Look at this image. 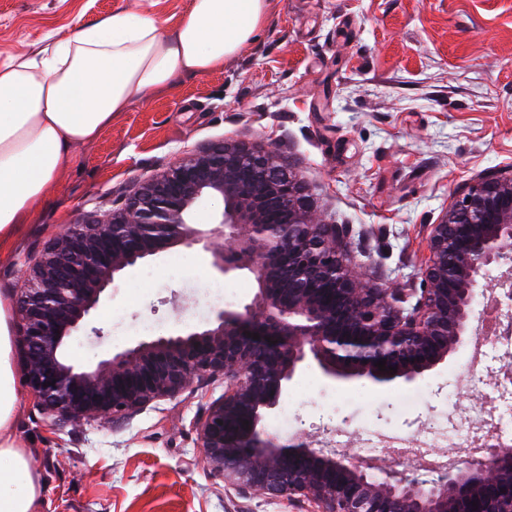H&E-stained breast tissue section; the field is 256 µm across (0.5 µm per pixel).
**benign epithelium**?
Returning <instances> with one entry per match:
<instances>
[{
  "label": "benign epithelium",
  "mask_w": 512,
  "mask_h": 512,
  "mask_svg": "<svg viewBox=\"0 0 512 512\" xmlns=\"http://www.w3.org/2000/svg\"><path fill=\"white\" fill-rule=\"evenodd\" d=\"M215 197L224 202L219 222L195 226L198 206ZM348 233L312 209L274 149L220 140L187 152L137 183L121 207L60 225L23 270L15 324L27 386L56 421L81 426L120 423L221 375L224 394L198 433L207 469L240 495L302 500L312 512H512L511 448L428 484L392 470L376 478L349 454L285 446L264 428L308 361L334 380L410 384L467 342L483 281L512 262V168L482 176L430 225L417 288L370 284ZM197 245L222 275L253 276L250 303L93 366L67 360L79 331L105 336L87 317L116 278L163 250ZM382 359L386 371L375 366Z\"/></svg>",
  "instance_id": "obj_1"
}]
</instances>
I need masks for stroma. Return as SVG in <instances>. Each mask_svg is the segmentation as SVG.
<instances>
[{
  "label": "stroma",
  "mask_w": 512,
  "mask_h": 512,
  "mask_svg": "<svg viewBox=\"0 0 512 512\" xmlns=\"http://www.w3.org/2000/svg\"><path fill=\"white\" fill-rule=\"evenodd\" d=\"M131 0H0V62L49 35L126 9ZM278 149L317 212L350 225L351 250L380 287L411 285L429 227L485 173L512 167V0H273L257 39L223 70L177 80L76 147L8 255L0 288L20 295L21 265L58 225L111 210L129 185L218 139ZM182 272L164 251L126 272L93 321L103 341L71 337L65 354L95 364L180 321L249 303L247 272L220 276L194 248ZM220 280L226 302L204 287ZM469 349L416 383L331 380L304 369L270 421L281 443L310 446L339 427L362 457L360 429H420L451 405H477ZM224 391L215 377L150 404L121 426L55 424L20 390L18 439L44 481L42 512H306L303 503L242 497L204 468L197 420Z\"/></svg>",
  "instance_id": "stroma-1"
}]
</instances>
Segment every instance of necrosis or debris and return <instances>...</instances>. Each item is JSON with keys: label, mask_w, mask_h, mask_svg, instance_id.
Here are the masks:
<instances>
[{"label": "necrosis or debris", "mask_w": 512, "mask_h": 512, "mask_svg": "<svg viewBox=\"0 0 512 512\" xmlns=\"http://www.w3.org/2000/svg\"><path fill=\"white\" fill-rule=\"evenodd\" d=\"M511 305L512 298L507 293H500L477 327L469 380L473 389L486 399V406L448 416L444 422L422 433L394 435L387 441L382 440L378 430L363 429L366 453L387 446L428 461L434 449L449 445L456 448L458 463L467 464L487 457L490 448L512 447V378L491 379L487 376L493 367L512 364V336L493 338L489 335L490 327L503 308Z\"/></svg>", "instance_id": "necrosis-or-debris-1"}]
</instances>
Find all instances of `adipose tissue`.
Listing matches in <instances>:
<instances>
[{"instance_id":"obj_1","label":"adipose tissue","mask_w":512,"mask_h":512,"mask_svg":"<svg viewBox=\"0 0 512 512\" xmlns=\"http://www.w3.org/2000/svg\"><path fill=\"white\" fill-rule=\"evenodd\" d=\"M149 0L47 39L0 64V254L44 200L76 145L177 78L223 69L254 41L271 0H190L164 26ZM14 304L0 289V512H39L40 473L13 433L20 390L12 364Z\"/></svg>"}]
</instances>
